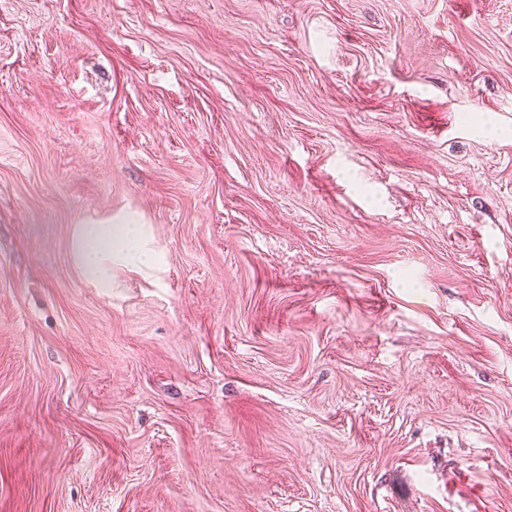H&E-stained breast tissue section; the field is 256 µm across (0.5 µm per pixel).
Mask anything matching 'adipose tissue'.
<instances>
[{"mask_svg":"<svg viewBox=\"0 0 512 512\" xmlns=\"http://www.w3.org/2000/svg\"><path fill=\"white\" fill-rule=\"evenodd\" d=\"M138 217L115 215L79 225L74 250L86 277L101 288L112 285V265L120 259L147 262V255L136 248L140 238Z\"/></svg>","mask_w":512,"mask_h":512,"instance_id":"1","label":"adipose tissue"}]
</instances>
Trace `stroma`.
I'll return each mask as SVG.
<instances>
[{"label": "stroma", "mask_w": 512, "mask_h": 512, "mask_svg": "<svg viewBox=\"0 0 512 512\" xmlns=\"http://www.w3.org/2000/svg\"><path fill=\"white\" fill-rule=\"evenodd\" d=\"M0 512H512V0H0ZM139 218L135 215H115L104 220L79 224L74 250L86 277L98 288L112 287V263L120 259L152 261L140 251ZM114 239H119L114 243ZM132 240L136 246H130Z\"/></svg>", "instance_id": "1"}]
</instances>
